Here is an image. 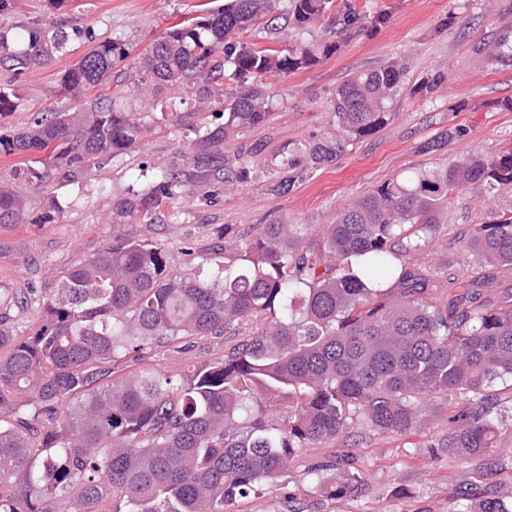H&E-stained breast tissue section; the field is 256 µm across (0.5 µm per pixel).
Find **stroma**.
<instances>
[{"label":"stroma","instance_id":"1","mask_svg":"<svg viewBox=\"0 0 512 512\" xmlns=\"http://www.w3.org/2000/svg\"><path fill=\"white\" fill-rule=\"evenodd\" d=\"M224 0H22L17 10L0 14V26L14 29L31 20L49 29L80 27L85 39L69 44L44 67L19 75L14 84L23 99L21 111L0 118L18 129L36 112L89 106L90 98L74 101L56 96L61 73L72 67L92 40H124L129 59L113 70V77L130 81L136 73L133 58L168 27L223 5ZM389 8L391 19L377 30L347 39L340 52L316 66L279 77L267 75L271 90L270 119L246 133L244 144L277 151L335 132L331 97L349 74L389 61L407 67L406 86L394 98V112L374 135L361 139L335 164L305 170L289 192L271 186L276 174L256 157L248 180L231 186H187L151 237L167 247L175 269L187 268L192 256L211 252L219 240L238 238L275 219L319 226L332 223L337 213L381 183L407 176L415 168H433L472 153L498 154L512 146V112L497 108L512 98V63L490 64L473 51L475 44L512 25V0H367V11ZM440 74L444 80L432 97L411 95L410 85ZM196 88L161 86L156 97L117 99V109L142 113L149 134L139 148L101 160L79 184L57 180L20 183L26 202V221L0 227V289L20 294L38 286L53 289L56 273L77 258L112 243L124 227L118 218L121 202L138 186V177L152 178L159 164L187 168L186 143L192 126L212 120L224 109L215 101L196 102ZM180 97L184 117L173 125L167 104ZM463 129L447 149L436 155L419 153V145L442 131ZM512 210V188L492 191L464 189L450 200L442 220L444 229L418 257L422 269L447 265L449 277L468 267L463 252L474 225L489 222ZM192 241L194 255L181 250ZM252 324L226 329L221 338L198 337L190 354L176 359L166 347L154 348L149 361L162 370H180L222 352L224 347L251 335ZM448 419L431 410L422 433L375 435L348 446L306 448L293 461L282 482L256 496L237 500L232 512H452L461 494L472 502L491 497L512 499V425H504L488 453L492 465L482 472L476 463L432 449L433 439L446 434ZM354 455L363 483L351 494L330 497L308 471L314 461L341 454Z\"/></svg>","mask_w":512,"mask_h":512}]
</instances>
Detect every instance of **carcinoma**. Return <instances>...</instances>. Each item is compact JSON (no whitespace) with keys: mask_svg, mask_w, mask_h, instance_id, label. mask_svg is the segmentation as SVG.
<instances>
[{"mask_svg":"<svg viewBox=\"0 0 512 512\" xmlns=\"http://www.w3.org/2000/svg\"><path fill=\"white\" fill-rule=\"evenodd\" d=\"M280 2L224 0L207 17L167 28L134 80L89 108L38 112L19 130L0 125V155L21 158L0 175V225L25 223L15 180L75 182L101 157L141 143L140 114L117 111L112 97H150L160 82L190 81L202 101L223 100L224 122L192 129L194 171L159 168L120 217L150 228L182 187L245 182L260 151L228 154L224 145L268 121L263 78L308 69L390 19L354 0H288L284 12ZM328 16L332 37L318 44L277 51L249 41L281 29V20L307 30ZM79 35L36 21L20 33L0 29V74L40 67ZM474 52L512 61V35ZM127 56L125 43L100 40L61 75L57 92L78 98L110 88L112 68ZM442 80L424 77L413 93L428 98ZM403 83L395 62L350 75L332 105L338 133L295 152L313 168L335 163L393 117L389 103ZM21 106L14 84L0 83V117ZM462 135L450 129L418 151L438 154ZM280 169L275 192L302 177L292 156ZM504 185H512V148L471 154L348 204L321 227L318 251L304 246L312 225L279 219L213 251L224 261L206 257L185 272L173 270L164 246L129 235L63 269L61 288L42 296L23 335L10 311L28 306L26 294L0 290V512H226L277 482L303 448L420 429L427 398L458 399L448 434L429 447L481 460L512 412L495 393L512 386V293L487 306L482 276L465 273L441 299L446 271H422L416 259L441 231L453 195ZM465 253L477 270H512V214L476 225ZM243 322L255 324L252 335L187 371H161L141 355L156 343L185 355L191 337H221ZM310 470L333 497L363 479L349 458ZM452 512L509 510L488 498L477 511L462 499Z\"/></svg>","mask_w":512,"mask_h":512,"instance_id":"obj_1","label":"carcinoma"}]
</instances>
